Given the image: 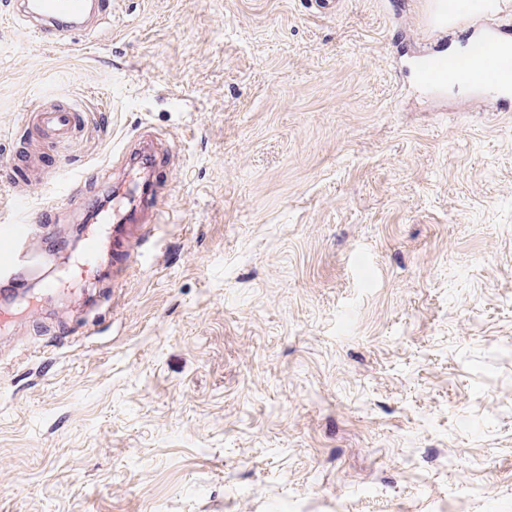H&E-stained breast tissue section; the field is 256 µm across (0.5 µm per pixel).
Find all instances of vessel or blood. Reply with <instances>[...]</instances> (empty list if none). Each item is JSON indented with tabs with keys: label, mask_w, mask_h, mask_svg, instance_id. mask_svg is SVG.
I'll use <instances>...</instances> for the list:
<instances>
[{
	"label": "vessel or blood",
	"mask_w": 512,
	"mask_h": 512,
	"mask_svg": "<svg viewBox=\"0 0 512 512\" xmlns=\"http://www.w3.org/2000/svg\"><path fill=\"white\" fill-rule=\"evenodd\" d=\"M492 0H457L453 29L465 34L475 12L492 11ZM112 13V0H20L18 14L35 37L48 46L64 45L66 37L86 28L90 18ZM485 64L495 69L501 85L512 87V63L498 47H488ZM79 109L73 104H36L30 114V131L56 141L72 137ZM123 166L128 175L113 191L112 209L103 213L99 224L86 231V249L76 265L58 279L48 282L44 297L52 298L68 286L85 280L95 269L96 257L104 239H111L114 277L125 275L129 257L125 241L131 234L150 237L154 224L161 221L159 199L169 180L170 166L160 159L156 148L125 152ZM34 229L29 211H21L10 224H0V279L23 287L32 267V257L24 246Z\"/></svg>",
	"instance_id": "b4317fda"
}]
</instances>
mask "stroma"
Instances as JSON below:
<instances>
[{"mask_svg": "<svg viewBox=\"0 0 512 512\" xmlns=\"http://www.w3.org/2000/svg\"><path fill=\"white\" fill-rule=\"evenodd\" d=\"M112 0L66 46L0 0V224L77 259L140 138L164 221L126 279L0 328V512H512V103L426 82L430 0ZM82 112L19 175L37 102Z\"/></svg>", "mask_w": 512, "mask_h": 512, "instance_id": "35a3bbf8", "label": "stroma"}]
</instances>
